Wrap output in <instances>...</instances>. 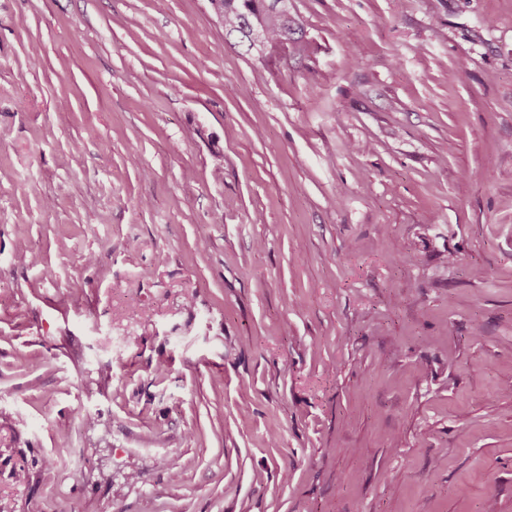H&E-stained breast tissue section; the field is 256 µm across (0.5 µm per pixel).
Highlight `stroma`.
I'll return each instance as SVG.
<instances>
[{"mask_svg":"<svg viewBox=\"0 0 512 512\" xmlns=\"http://www.w3.org/2000/svg\"><path fill=\"white\" fill-rule=\"evenodd\" d=\"M292 5L0 0V512H512V0ZM291 0H210L215 23L247 51L269 45L288 47L303 37L302 23L292 14Z\"/></svg>","mask_w":512,"mask_h":512,"instance_id":"stroma-1","label":"stroma"}]
</instances>
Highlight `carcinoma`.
Masks as SVG:
<instances>
[{
    "mask_svg": "<svg viewBox=\"0 0 512 512\" xmlns=\"http://www.w3.org/2000/svg\"><path fill=\"white\" fill-rule=\"evenodd\" d=\"M215 23L247 51L269 45L288 46L303 37L302 23L292 14L290 0H210Z\"/></svg>",
    "mask_w": 512,
    "mask_h": 512,
    "instance_id": "cac0c4a2",
    "label": "carcinoma"
}]
</instances>
